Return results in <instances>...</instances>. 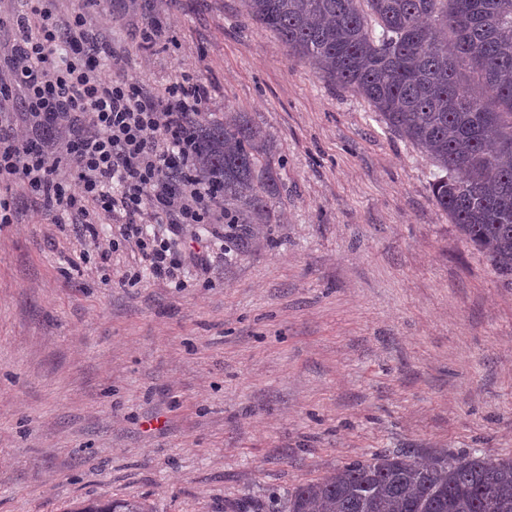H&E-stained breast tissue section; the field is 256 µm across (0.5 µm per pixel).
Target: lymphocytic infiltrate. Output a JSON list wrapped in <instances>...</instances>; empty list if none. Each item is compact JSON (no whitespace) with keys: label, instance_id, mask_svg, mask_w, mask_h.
<instances>
[{"label":"lymphocytic infiltrate","instance_id":"1","mask_svg":"<svg viewBox=\"0 0 512 512\" xmlns=\"http://www.w3.org/2000/svg\"><path fill=\"white\" fill-rule=\"evenodd\" d=\"M29 13L12 24L19 38L4 60L23 91L35 127L54 129L39 142L0 113V184L23 182L38 195L54 221L80 219L88 252H99L95 221L87 209L122 212L121 237L137 248L153 277L178 279L203 255L182 250L186 225L208 224L224 235V202L198 178L201 161L190 134L203 118L206 88L183 73L165 96L145 91L138 79H112L102 64V46L72 30H61L44 0H26ZM38 16L29 29V16ZM166 225L149 233L146 216Z\"/></svg>","mask_w":512,"mask_h":512}]
</instances>
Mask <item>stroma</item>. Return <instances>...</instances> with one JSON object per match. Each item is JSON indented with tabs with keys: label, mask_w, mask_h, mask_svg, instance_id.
Returning a JSON list of instances; mask_svg holds the SVG:
<instances>
[{
	"label": "stroma",
	"mask_w": 512,
	"mask_h": 512,
	"mask_svg": "<svg viewBox=\"0 0 512 512\" xmlns=\"http://www.w3.org/2000/svg\"><path fill=\"white\" fill-rule=\"evenodd\" d=\"M50 6L108 44L113 77L159 95L190 71L208 119L245 113L279 193L234 256L185 228L206 277L124 287L136 249L83 260L77 226L10 186L0 512H283L294 488L376 453L512 457V283L436 205L425 152L242 0ZM79 512H150L146 505L137 500H112L102 506L88 505Z\"/></svg>",
	"instance_id": "1"
}]
</instances>
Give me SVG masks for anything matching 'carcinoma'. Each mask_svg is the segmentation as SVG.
I'll use <instances>...</instances> for the list:
<instances>
[{"mask_svg": "<svg viewBox=\"0 0 512 512\" xmlns=\"http://www.w3.org/2000/svg\"><path fill=\"white\" fill-rule=\"evenodd\" d=\"M288 51L360 94L423 148L438 207L512 282V0H242ZM200 176L224 191L227 252L270 222L269 144L241 114L192 129ZM286 512H512V458L421 464L405 453L348 462L288 494ZM80 512H149L112 500Z\"/></svg>", "mask_w": 512, "mask_h": 512, "instance_id": "cac0c4a2", "label": "carcinoma"}]
</instances>
